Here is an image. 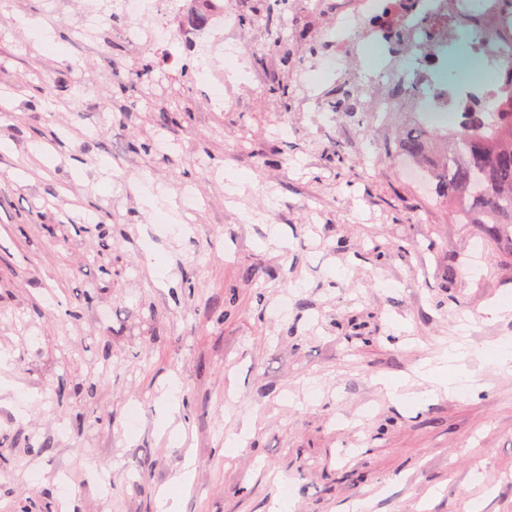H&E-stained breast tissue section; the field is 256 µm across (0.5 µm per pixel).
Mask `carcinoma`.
Here are the masks:
<instances>
[{
	"label": "carcinoma",
	"mask_w": 512,
	"mask_h": 512,
	"mask_svg": "<svg viewBox=\"0 0 512 512\" xmlns=\"http://www.w3.org/2000/svg\"><path fill=\"white\" fill-rule=\"evenodd\" d=\"M441 138L448 154L431 170V194L457 201L460 222L484 225L491 240L512 234V111L490 117L473 106L447 129L415 127L404 133L399 152L423 157Z\"/></svg>",
	"instance_id": "1"
}]
</instances>
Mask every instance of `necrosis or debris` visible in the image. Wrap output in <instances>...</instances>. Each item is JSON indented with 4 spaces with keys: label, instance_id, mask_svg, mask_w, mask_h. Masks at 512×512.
I'll return each instance as SVG.
<instances>
[{
    "label": "necrosis or debris",
    "instance_id": "1",
    "mask_svg": "<svg viewBox=\"0 0 512 512\" xmlns=\"http://www.w3.org/2000/svg\"><path fill=\"white\" fill-rule=\"evenodd\" d=\"M120 8L154 18L153 26L126 36L157 46L176 39L167 22L184 12L182 0H120ZM321 36L330 54L314 66L295 62L293 73L304 86L303 111L329 123L336 113L323 87L340 80L350 61L363 111L406 112L432 128L456 123L468 104L499 112L512 99L500 81L512 68V0H339ZM385 83L404 86L406 95L382 94Z\"/></svg>",
    "mask_w": 512,
    "mask_h": 512
}]
</instances>
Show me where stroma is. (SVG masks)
Listing matches in <instances>:
<instances>
[{
    "mask_svg": "<svg viewBox=\"0 0 512 512\" xmlns=\"http://www.w3.org/2000/svg\"><path fill=\"white\" fill-rule=\"evenodd\" d=\"M46 2L0 0V512H512V373L485 353L512 250L402 177L407 116L299 111L259 45L308 55L301 11L224 0L219 46L171 20L174 67L116 0L91 37L83 0ZM228 49L250 76L215 112ZM147 178L206 200L191 233L153 223ZM461 341L480 389L426 397L415 366Z\"/></svg>",
    "mask_w": 512,
    "mask_h": 512,
    "instance_id": "stroma-1",
    "label": "stroma"
}]
</instances>
